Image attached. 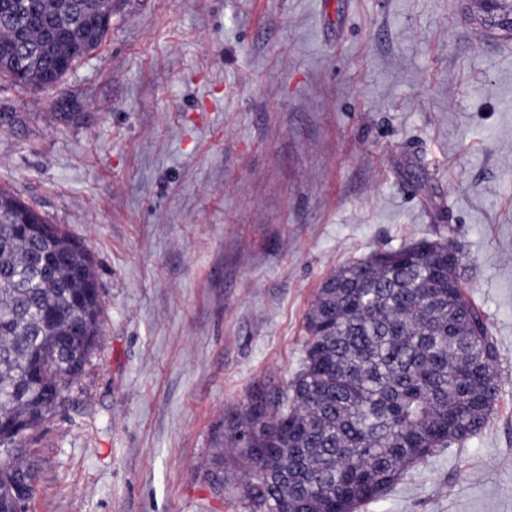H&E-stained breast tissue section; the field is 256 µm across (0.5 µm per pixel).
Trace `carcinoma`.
<instances>
[{
  "label": "carcinoma",
  "instance_id": "1",
  "mask_svg": "<svg viewBox=\"0 0 512 512\" xmlns=\"http://www.w3.org/2000/svg\"><path fill=\"white\" fill-rule=\"evenodd\" d=\"M109 0H0V76L55 89L108 31L90 22ZM26 31L24 65L13 53ZM25 209L43 235L7 213ZM365 274L329 276L306 317L302 367L285 390L255 387L224 430L208 474L238 512H356L437 450L485 427L498 393L497 345L448 268L445 243L386 251ZM96 282L84 245L0 188V512L36 490L32 432L65 403L100 333L76 312ZM27 424V432L12 426ZM245 475L224 481V469Z\"/></svg>",
  "mask_w": 512,
  "mask_h": 512
}]
</instances>
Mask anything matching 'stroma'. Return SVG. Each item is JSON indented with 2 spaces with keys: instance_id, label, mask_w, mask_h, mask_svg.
Wrapping results in <instances>:
<instances>
[{
  "instance_id": "35a3bbf8",
  "label": "stroma",
  "mask_w": 512,
  "mask_h": 512,
  "mask_svg": "<svg viewBox=\"0 0 512 512\" xmlns=\"http://www.w3.org/2000/svg\"><path fill=\"white\" fill-rule=\"evenodd\" d=\"M476 0H114L59 91L0 79V186L87 247L98 346L25 512H229L207 474L285 388L322 282L442 241L498 347L486 427L358 512H512V38ZM80 105L57 120L58 94Z\"/></svg>"
}]
</instances>
